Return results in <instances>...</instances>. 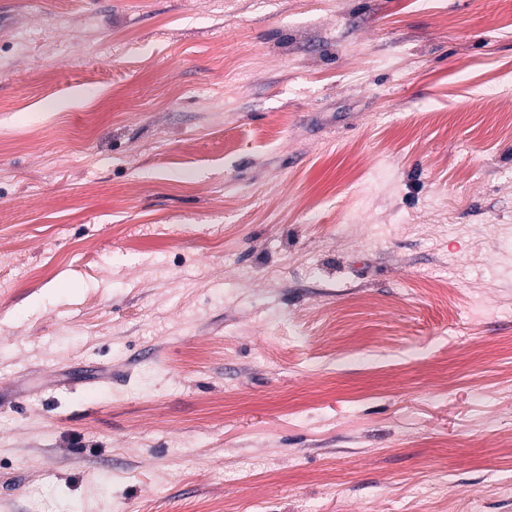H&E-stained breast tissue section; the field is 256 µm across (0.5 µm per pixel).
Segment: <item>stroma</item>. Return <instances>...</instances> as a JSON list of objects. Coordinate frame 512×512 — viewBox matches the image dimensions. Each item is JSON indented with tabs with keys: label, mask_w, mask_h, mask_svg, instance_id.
<instances>
[{
	"label": "stroma",
	"mask_w": 512,
	"mask_h": 512,
	"mask_svg": "<svg viewBox=\"0 0 512 512\" xmlns=\"http://www.w3.org/2000/svg\"><path fill=\"white\" fill-rule=\"evenodd\" d=\"M496 0H0V512H512Z\"/></svg>",
	"instance_id": "1"
}]
</instances>
